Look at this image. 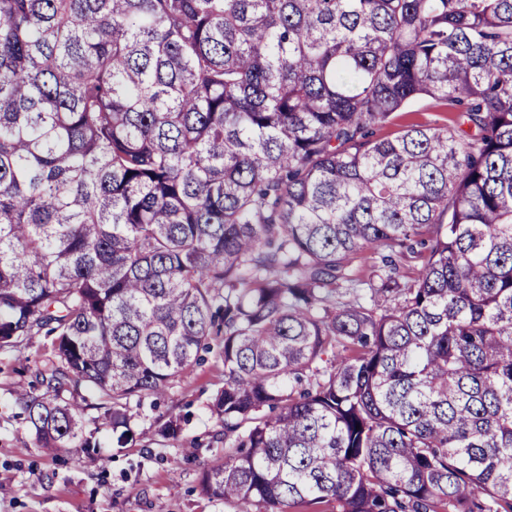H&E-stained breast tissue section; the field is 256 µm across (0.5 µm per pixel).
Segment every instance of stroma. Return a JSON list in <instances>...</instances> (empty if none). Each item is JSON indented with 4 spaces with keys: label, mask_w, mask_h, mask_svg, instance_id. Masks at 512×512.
<instances>
[{
    "label": "stroma",
    "mask_w": 512,
    "mask_h": 512,
    "mask_svg": "<svg viewBox=\"0 0 512 512\" xmlns=\"http://www.w3.org/2000/svg\"><path fill=\"white\" fill-rule=\"evenodd\" d=\"M446 118L442 103L422 98L375 135L389 137L410 124L440 125ZM53 357L48 336L18 350L0 349V512H238V505L200 493L203 471L224 456L223 445L212 440L218 426L209 411L224 385V366L215 355L176 379L159 406L146 400L136 410L139 431L151 428L159 414L183 416L179 440L153 435L118 447L100 433V451L73 448L48 457L21 415L16 390L30 385L36 369Z\"/></svg>",
    "instance_id": "obj_1"
}]
</instances>
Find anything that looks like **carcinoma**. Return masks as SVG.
Listing matches in <instances>:
<instances>
[{"label":"carcinoma","instance_id":"obj_1","mask_svg":"<svg viewBox=\"0 0 512 512\" xmlns=\"http://www.w3.org/2000/svg\"><path fill=\"white\" fill-rule=\"evenodd\" d=\"M42 335L48 454L213 349L208 499L512 512V0H0V349ZM448 112L442 103L430 99L421 98L411 104L406 110L398 114L393 124H388L375 129V138L392 136L399 129L410 124L440 125L446 122Z\"/></svg>","mask_w":512,"mask_h":512}]
</instances>
